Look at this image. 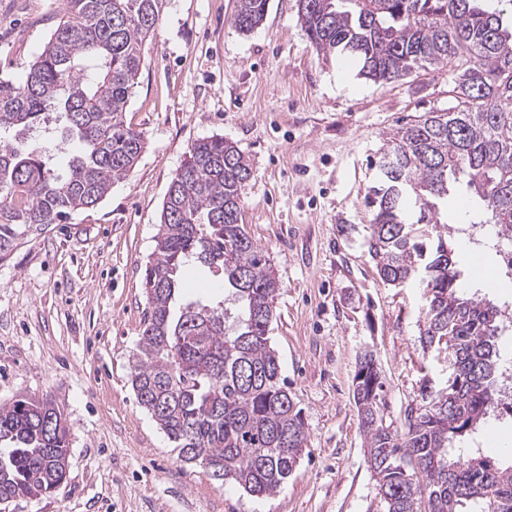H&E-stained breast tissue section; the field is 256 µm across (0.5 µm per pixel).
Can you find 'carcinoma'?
Listing matches in <instances>:
<instances>
[{
    "instance_id": "obj_1",
    "label": "carcinoma",
    "mask_w": 512,
    "mask_h": 512,
    "mask_svg": "<svg viewBox=\"0 0 512 512\" xmlns=\"http://www.w3.org/2000/svg\"><path fill=\"white\" fill-rule=\"evenodd\" d=\"M166 0H66L65 17L23 80L0 78V132L32 127L53 112V138H0V261L21 241L74 211L99 204L127 178L146 142L123 120ZM493 0H306L298 21L324 57L356 58L375 83L446 66L450 106L426 112L384 144L366 197L373 212L367 252L381 281L418 282L423 352L445 351L448 376L426 378L401 428L381 410L385 378L371 350L352 381L366 459L384 512H512V459L448 457V442L495 417L504 393L498 338L501 306L469 293L448 224V187L473 191L472 224L512 238V23ZM268 0H236L233 24L257 28ZM73 146L66 170L52 167L55 142ZM248 159L232 142L190 146L165 194L154 260L144 288L149 316L132 353L139 404L174 443L198 448L212 478L252 497L280 490L307 441L301 412L280 382L269 341L281 281L239 224ZM223 277L237 303L226 329L224 303L184 301L189 261ZM70 430L48 399L0 406V499L52 492L66 478Z\"/></svg>"
}]
</instances>
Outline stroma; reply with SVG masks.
I'll return each instance as SVG.
<instances>
[{"instance_id":"obj_1","label":"stroma","mask_w":512,"mask_h":512,"mask_svg":"<svg viewBox=\"0 0 512 512\" xmlns=\"http://www.w3.org/2000/svg\"><path fill=\"white\" fill-rule=\"evenodd\" d=\"M234 7L167 0L124 115L146 141L133 173L0 262V404L48 397L70 427L64 483L0 512H382L352 398L356 357L376 352L396 427L423 378L447 373L417 342L421 288L383 284L365 245L380 149L447 108V69L376 84L353 61L318 55L296 0H268L247 34ZM65 10L66 0H0L1 77L23 78ZM213 135L251 163L241 222L282 283L269 336L308 433L284 486L261 499L182 462L131 385L164 197L190 146ZM455 244L464 283L512 304L511 281L485 285L495 251Z\"/></svg>"}]
</instances>
